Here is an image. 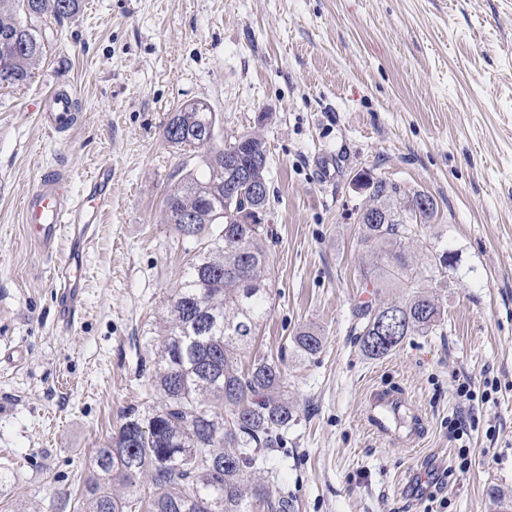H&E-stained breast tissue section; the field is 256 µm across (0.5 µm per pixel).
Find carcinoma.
<instances>
[{"mask_svg": "<svg viewBox=\"0 0 512 512\" xmlns=\"http://www.w3.org/2000/svg\"><path fill=\"white\" fill-rule=\"evenodd\" d=\"M80 7L81 0H0V75L7 74L6 85L28 81L39 65L42 23L70 18ZM210 127H216V115L197 100L181 104L165 127L172 147L204 152L203 170L187 161L176 169L164 199L167 223L191 238L205 232L213 245L190 259L167 306L154 379L161 407L143 420L126 421L96 449L81 512H296L293 501L271 496L268 487L277 475L272 453L294 420L282 370L286 349L254 358L245 370L238 364V353L255 341L268 310L271 264L263 239L269 230L261 219L266 201L253 199V188L267 183L268 148L249 132L215 147L204 137ZM242 170L246 180L239 189L256 214L250 224H229L224 185ZM362 186L368 204L384 203L394 212L390 224L358 217L365 242L378 248L373 294L394 285L414 289L403 302H367L353 312L360 350L380 359L411 333L438 326L441 308L421 287L448 266V252L436 263L403 261L400 246L420 235L436 202L417 193L407 200L401 185L384 176L368 175ZM185 214L195 221L189 232L180 223ZM389 316L399 321L395 335L382 327ZM291 345L298 356H314L322 337L302 328ZM223 406L229 415L221 413Z\"/></svg>", "mask_w": 512, "mask_h": 512, "instance_id": "carcinoma-1", "label": "carcinoma"}]
</instances>
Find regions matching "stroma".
Returning <instances> with one entry per match:
<instances>
[{"label": "stroma", "instance_id": "1", "mask_svg": "<svg viewBox=\"0 0 512 512\" xmlns=\"http://www.w3.org/2000/svg\"><path fill=\"white\" fill-rule=\"evenodd\" d=\"M44 60L0 89V512H74L89 462L129 415L147 414L153 338L186 262L163 199L184 152L165 126L206 102L216 144L247 131L269 149L270 310L240 357L303 327L321 350L285 357L295 420L272 495L298 512H505L512 504V0H83L48 21ZM68 93L78 122L41 125L33 102ZM112 168L110 203L84 190ZM61 170L88 212V242L38 247L22 201ZM424 193L437 213L408 263L444 251L429 332L381 359L352 334L371 298L372 249L357 213L366 174ZM84 256L75 318L52 272ZM476 398L463 403L458 382ZM402 390L425 433L411 447L371 431L372 390ZM460 420L461 434L449 423ZM470 448L467 460L459 448ZM436 471L434 499L413 496Z\"/></svg>", "mask_w": 512, "mask_h": 512}]
</instances>
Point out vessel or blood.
Masks as SVG:
<instances>
[{
    "instance_id": "b4317fda",
    "label": "vessel or blood",
    "mask_w": 512,
    "mask_h": 512,
    "mask_svg": "<svg viewBox=\"0 0 512 512\" xmlns=\"http://www.w3.org/2000/svg\"><path fill=\"white\" fill-rule=\"evenodd\" d=\"M52 111L41 113L42 122L57 132L71 129L76 123L69 95L52 93ZM25 220L35 241L41 247L50 246L60 236L63 227L76 228L80 237L91 238L95 228L83 206L73 204L66 181L55 172L41 179L23 204ZM404 395L386 389L374 390L368 401L365 418L368 426L394 445L414 444L418 421L406 420L402 408Z\"/></svg>"
}]
</instances>
